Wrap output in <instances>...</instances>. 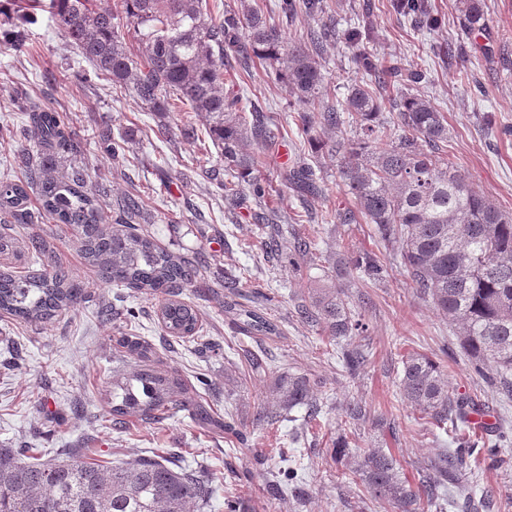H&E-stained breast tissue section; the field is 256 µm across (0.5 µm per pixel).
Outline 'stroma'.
I'll return each instance as SVG.
<instances>
[{
    "mask_svg": "<svg viewBox=\"0 0 512 512\" xmlns=\"http://www.w3.org/2000/svg\"><path fill=\"white\" fill-rule=\"evenodd\" d=\"M372 2L370 23L379 56L426 69L427 79L416 92L447 118L449 160L497 207L512 212V0H482L485 26L470 36L461 30L456 0H434L437 23L427 31L414 30L390 12L387 0ZM16 25L25 49L0 50V126L12 130L21 125L27 99L66 117L86 151L62 157L59 172L76 164L95 170L106 179V215H113L126 197H139L144 230L174 253L203 259L205 287L185 288L180 298L199 311L204 333L215 347L202 353L192 339L168 338L157 300L120 285H99L73 234L43 223L58 258L85 283L86 296L75 309L40 325L0 317V447L20 448L44 461L73 448L94 449L98 460L110 463L164 456L190 472L203 469L217 479L221 490L211 512H224L222 489L227 485L233 486L241 512H270L264 472L281 468L282 448L295 424L256 419L263 376L253 375L249 358L259 345L268 352L267 375L285 370L308 374L315 394L326 404L323 415L309 424L301 451L305 496L283 503L282 512H360L363 487L345 482L327 462L326 450L338 433L357 431L351 456L379 447L394 452L402 477L413 484L429 460L449 448L448 434H427L416 422L417 410L400 395L407 355L424 354L440 362L455 392L477 400L483 413L512 432V399L474 372L456 326L411 288L394 259L396 245H385L364 221L337 220V213L355 205L338 181L335 159L323 156L315 162L319 193L309 201L281 183L282 169L312 160L311 151L297 130L296 112L288 106V88L268 77L260 62L245 69L225 68L224 93L250 96L279 125L276 144L247 147L258 156L259 174L272 191L259 204L241 191L231 205L224 199V164L216 149L199 148L205 135L200 115L173 112L164 121L147 112L131 90L97 75L46 13H36L31 22L17 20ZM321 67L332 103L363 77L351 50L340 42L328 47ZM164 122L171 133L161 132ZM184 124L193 126V137L178 135ZM104 126L113 136L126 138L125 159L113 161L99 145L96 132ZM273 223L291 224L299 234L317 238L340 267L352 251L387 260L384 280L367 284L346 271L340 280L352 312L367 327L351 339L368 355L357 375H348L336 358L325 354L319 325L298 317L295 306L306 284L321 280V263L308 261L296 268L267 258L264 243ZM228 274L242 275L243 286L250 289L263 285L269 296L265 309L277 322L279 336L257 341L233 329L224 314L221 288ZM105 302L113 306L108 322L98 316ZM125 334L144 337L161 369L177 372L198 387L205 402L231 413L246 443L230 434L202 431L184 411L160 424L138 422L122 432L113 430L108 393L113 371L123 366L115 340ZM353 401L366 406L372 421L357 426L346 422L344 408Z\"/></svg>",
    "mask_w": 512,
    "mask_h": 512,
    "instance_id": "stroma-1",
    "label": "stroma"
}]
</instances>
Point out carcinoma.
I'll return each mask as SVG.
<instances>
[{"mask_svg":"<svg viewBox=\"0 0 512 512\" xmlns=\"http://www.w3.org/2000/svg\"><path fill=\"white\" fill-rule=\"evenodd\" d=\"M28 11L46 10L58 32L113 84L131 88L150 112L164 116L179 102L204 114L206 134L224 158V199L233 201L248 186L257 200L265 186L256 175L258 158L246 150L254 141L271 145L279 135L273 119L250 118L258 106L245 96H224V66L231 59L244 63L256 58L268 74L288 86L298 127L312 152L336 156L337 177L354 199L357 213L374 225L378 237L398 244L400 265L411 287L429 299L433 308L454 324L463 349L481 371L493 365L492 381L512 396V214L500 210L454 169L442 144L448 141L444 113L428 99L411 93V85L426 73L413 67L402 75L385 65L373 50L372 27L364 20L336 34L325 18V0H282L280 13L293 20L300 14L319 17L320 25L307 38L285 44L278 28L263 14L242 3L212 15L207 0H121L122 14L132 26L137 50L127 44L119 14L102 0H27ZM391 10L410 20L417 31L434 26L430 0H390ZM461 28L483 29L480 0H459ZM343 39L353 61L367 79L352 84L345 98L325 102V77L319 58L328 43ZM403 87L395 112H381L379 89ZM320 112L324 135L314 133L308 113ZM399 134L381 146L390 125ZM352 132L329 137L327 133ZM14 162L25 177L0 184V255L16 250L18 227L43 215L79 236L86 263L101 283L121 284L162 301L160 319L170 336L195 337L201 330L199 313L177 299V290L198 283L201 258L189 259L161 248L139 225L142 202L124 200L119 217L105 223L103 183L84 166L56 174L59 155H80L83 142L51 106H32L18 134ZM285 185L301 195L317 192L312 164L286 170ZM39 207H29L30 194ZM355 213V214H357ZM348 212L342 224L355 220ZM27 253L37 257L38 274L0 271V313L24 322H47L75 308L85 291L81 282L55 260L53 247L39 233L27 237ZM353 270L368 281H380L387 267L368 254L350 258ZM329 267L323 284L307 288L308 304L301 317L321 326L333 342L366 331L352 315L345 293ZM224 315L246 336H277L278 325L256 306L266 298L261 290L247 295L240 280L224 279ZM118 344L136 360L135 367L112 374V427L123 430L141 420L160 423L181 410L191 412L200 427L231 432L233 426L208 406L191 397L183 379L154 366L152 346L139 336H123ZM345 369L353 373L367 356L359 348L336 346ZM402 397L430 424L451 433L453 448L432 461L422 482L414 486L401 477L395 456L375 449L354 462L349 476L362 483L370 497L393 512H440L457 507L469 489L466 460L483 448L497 462V448L507 443L500 429L473 433L470 414L479 404L448 388L440 365L422 354L403 360ZM265 399L259 417L271 423L297 408L308 419L323 415V403L304 373L284 371L263 385ZM279 475L267 486L268 504L280 507L286 498ZM207 477L179 470L166 458L135 457L111 466L90 462L75 451L58 461L43 462L14 448H0V512H191L206 506Z\"/></svg>","mask_w":512,"mask_h":512,"instance_id":"cac0c4a2","label":"carcinoma"}]
</instances>
